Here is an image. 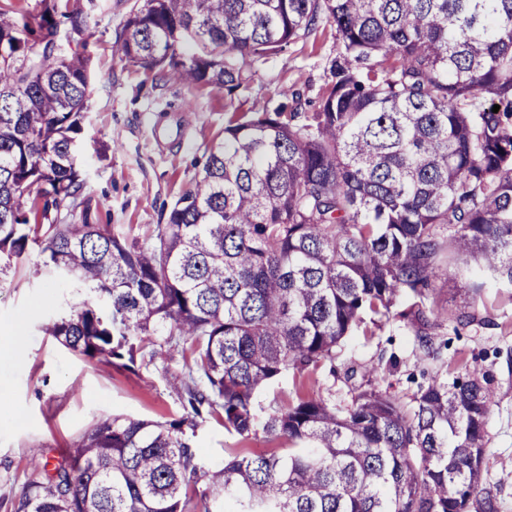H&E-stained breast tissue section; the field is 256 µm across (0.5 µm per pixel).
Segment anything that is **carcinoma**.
<instances>
[{"label": "carcinoma", "mask_w": 512, "mask_h": 512, "mask_svg": "<svg viewBox=\"0 0 512 512\" xmlns=\"http://www.w3.org/2000/svg\"><path fill=\"white\" fill-rule=\"evenodd\" d=\"M322 18L337 50L319 107L230 113L141 239L61 218L85 183L81 0L0 6V277L38 247L81 297L50 334L90 360L162 367L183 410L100 416L13 512H499L494 399L475 376H434L409 404L371 384L345 406L302 392L263 425L276 447L235 448L215 470L187 434L212 417L248 439L256 395L336 358L367 310L431 348L445 249L512 284V0H137L112 54L230 98L248 63ZM450 282L464 305L449 320L474 321L480 284Z\"/></svg>", "instance_id": "obj_1"}]
</instances>
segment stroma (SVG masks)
<instances>
[{
	"label": "stroma",
	"instance_id": "stroma-1",
	"mask_svg": "<svg viewBox=\"0 0 512 512\" xmlns=\"http://www.w3.org/2000/svg\"><path fill=\"white\" fill-rule=\"evenodd\" d=\"M134 2L96 0L87 19L92 92L81 134L86 183L72 221L142 237L149 226L166 223L172 205L194 184L229 112L272 109L293 92L302 111H314L336 37L319 22L307 38L253 62L246 86L230 100L224 90L175 84L113 58L116 32ZM41 264L39 249H30L0 283V512H10L31 475L52 468L97 416L162 421L181 414L161 371L89 360L47 333L57 317L70 313L75 296L69 280L44 273ZM429 295L442 322L433 331L432 350L419 348L399 321L374 330L367 312L362 328L345 339L334 361L321 364L315 379L325 396L344 406L353 388L367 382L406 402L438 374L483 378L495 396L486 426V477L497 490L500 512H512V284L488 281L475 322L461 327L446 318L460 305L447 280ZM310 381L289 373L258 393V422L295 400ZM194 442L210 469L223 466L226 449L270 445L263 430L243 442L212 419L200 423Z\"/></svg>",
	"mask_w": 512,
	"mask_h": 512
}]
</instances>
